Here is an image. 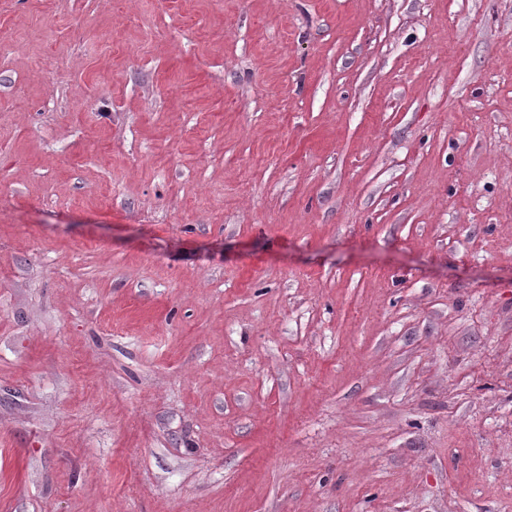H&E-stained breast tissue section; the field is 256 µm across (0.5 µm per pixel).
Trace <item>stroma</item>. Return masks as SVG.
Masks as SVG:
<instances>
[{
    "mask_svg": "<svg viewBox=\"0 0 512 512\" xmlns=\"http://www.w3.org/2000/svg\"><path fill=\"white\" fill-rule=\"evenodd\" d=\"M0 512H512V0H0Z\"/></svg>",
    "mask_w": 512,
    "mask_h": 512,
    "instance_id": "stroma-1",
    "label": "stroma"
}]
</instances>
